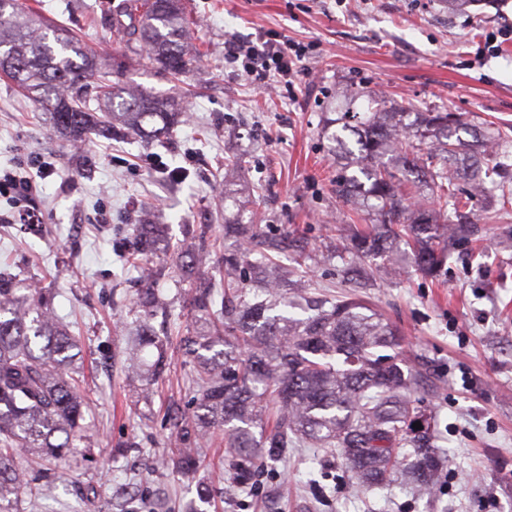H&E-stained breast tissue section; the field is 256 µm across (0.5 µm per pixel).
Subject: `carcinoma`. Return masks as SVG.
Instances as JSON below:
<instances>
[{"label":"carcinoma","mask_w":512,"mask_h":512,"mask_svg":"<svg viewBox=\"0 0 512 512\" xmlns=\"http://www.w3.org/2000/svg\"><path fill=\"white\" fill-rule=\"evenodd\" d=\"M188 22L182 0H122L112 28L122 42L136 43L157 69L179 75L193 60L185 40ZM0 74L52 112L56 128L77 140L99 123L101 112L119 120L144 140L172 134L181 123L171 102L135 94L110 80L98 56L70 32L50 26L25 0H0ZM95 84L96 104L88 106L84 88ZM356 137L359 157L338 134L329 135L336 152L360 165L368 186L354 193V179L336 181V193L362 206L374 199L377 224L352 239L354 264L347 280L362 284L382 273L395 277L411 261L435 278L450 244H468L474 235L473 199L500 191L502 207L512 204V188L494 180L495 168L483 162L488 138L460 135L462 124L449 112H417L411 103L399 112H366L353 126L350 113L338 118ZM463 171L472 191L456 186ZM416 175L436 194L437 205L411 200L402 180ZM210 226L191 229L194 245L177 251L197 266L210 256ZM224 235L238 250L224 255L223 280L199 279L187 293L191 323L179 337L180 349L194 363L193 409L172 417L177 438L162 464L184 476L201 466L197 444L215 436L242 487L252 484L254 463L271 449L315 446L340 456L360 488H382L400 474L417 491L434 489L442 459L432 443V417L413 399L415 378L396 356L400 335L357 299L322 301L297 317L305 298L288 291L304 284L288 278L280 255L293 250L295 262L309 255L295 232L267 224H226ZM405 239L411 253L394 243ZM380 258L375 266L371 261ZM53 292L0 271V512L29 498L34 489L18 463L15 449L31 459L66 460L80 454L86 402L76 375L82 349L52 306ZM160 296L152 288L137 293L136 308L148 315ZM166 340L145 321L120 347L127 376L139 397L149 399L166 366ZM422 419L425 428L408 425Z\"/></svg>","instance_id":"cac0c4a2"}]
</instances>
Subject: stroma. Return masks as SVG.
<instances>
[{
    "label": "stroma",
    "mask_w": 512,
    "mask_h": 512,
    "mask_svg": "<svg viewBox=\"0 0 512 512\" xmlns=\"http://www.w3.org/2000/svg\"><path fill=\"white\" fill-rule=\"evenodd\" d=\"M120 0H29L117 62L127 89L174 98L188 115L169 137L146 143L95 131L82 146L59 134L50 112L0 76V168L28 167L38 183L36 225L0 223V266L55 289V312L85 349L89 460L53 463L38 510L15 512H512V207L484 224L471 247L454 251L434 280L407 267L396 280L352 288L337 274L347 240L333 227H370L336 196L339 164L324 132L341 112H379L414 101L422 112H453L477 132L498 136L494 162L512 173V0L449 11L444 0H185L201 56L179 78L115 44L110 18ZM275 32L310 46L293 91L268 96L224 60V41ZM239 165L225 171L224 159ZM48 162L55 172L44 176ZM109 221L96 223L99 212ZM256 219L303 236L327 254L305 273L314 298L357 297L391 322L400 354L422 377V405L435 418L448 464L433 494L398 480L358 489L342 460L318 448H292L287 462L266 457L251 487L238 486L220 439L202 444L194 478L152 469L174 437L173 409L195 394L193 363L167 344L169 368L150 401L132 391L115 349L135 322L142 266L168 307L163 325H186L185 290L216 265H178L172 247L188 227H212L215 254L235 249L225 224ZM159 229L150 253L124 263L141 225Z\"/></svg>",
    "instance_id": "35a3bbf8"
}]
</instances>
